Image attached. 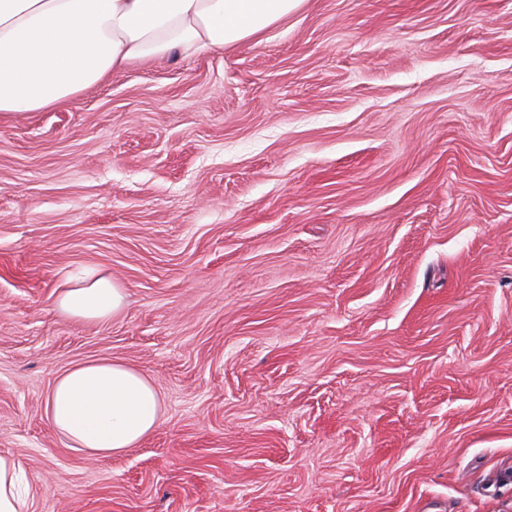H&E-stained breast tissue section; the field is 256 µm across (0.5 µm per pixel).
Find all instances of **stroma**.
Wrapping results in <instances>:
<instances>
[{"mask_svg":"<svg viewBox=\"0 0 512 512\" xmlns=\"http://www.w3.org/2000/svg\"><path fill=\"white\" fill-rule=\"evenodd\" d=\"M94 267L122 313L52 306ZM146 373L88 459L45 401ZM0 453L33 512H512V0H303L0 120ZM45 415L69 447L98 458L123 454L151 435L163 400L148 376L121 361L86 362L57 377Z\"/></svg>","mask_w":512,"mask_h":512,"instance_id":"stroma-1","label":"stroma"}]
</instances>
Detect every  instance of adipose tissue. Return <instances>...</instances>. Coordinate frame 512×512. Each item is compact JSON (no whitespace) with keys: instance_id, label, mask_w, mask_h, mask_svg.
I'll return each mask as SVG.
<instances>
[{"instance_id":"adipose-tissue-1","label":"adipose tissue","mask_w":512,"mask_h":512,"mask_svg":"<svg viewBox=\"0 0 512 512\" xmlns=\"http://www.w3.org/2000/svg\"><path fill=\"white\" fill-rule=\"evenodd\" d=\"M301 0H0V118L68 101L132 63L220 51L260 35ZM126 293L89 269L58 290L57 310L82 322L121 313ZM51 429L87 457L120 455L161 424L151 379L123 362L74 365L45 405ZM24 465L0 454V512H31Z\"/></svg>"}]
</instances>
